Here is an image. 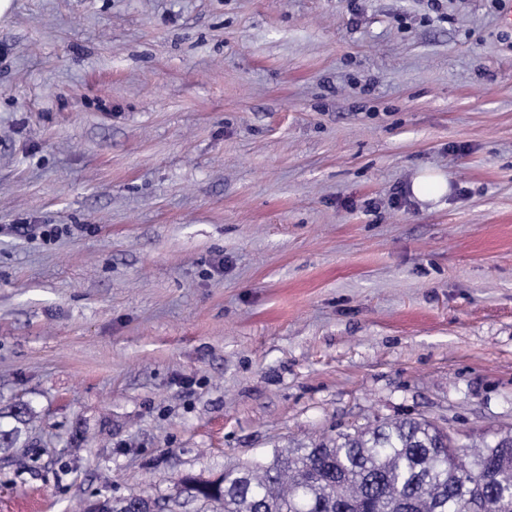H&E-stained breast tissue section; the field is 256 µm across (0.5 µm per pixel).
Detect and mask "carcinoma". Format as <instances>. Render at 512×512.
<instances>
[{
  "label": "carcinoma",
  "mask_w": 512,
  "mask_h": 512,
  "mask_svg": "<svg viewBox=\"0 0 512 512\" xmlns=\"http://www.w3.org/2000/svg\"><path fill=\"white\" fill-rule=\"evenodd\" d=\"M0 430L10 448L29 408ZM190 502L204 512H512V430L462 445L424 417L377 419L277 453L267 464L224 468L215 479L185 475L155 512ZM84 512H134L127 497L95 500Z\"/></svg>",
  "instance_id": "cac0c4a2"
}]
</instances>
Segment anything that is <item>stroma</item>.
<instances>
[{
  "instance_id": "1",
  "label": "stroma",
  "mask_w": 512,
  "mask_h": 512,
  "mask_svg": "<svg viewBox=\"0 0 512 512\" xmlns=\"http://www.w3.org/2000/svg\"><path fill=\"white\" fill-rule=\"evenodd\" d=\"M503 7L12 0L0 411L31 419L0 512L166 497L377 417L512 426ZM442 177H419L411 185L412 194L419 200H430L441 194L444 190Z\"/></svg>"
}]
</instances>
